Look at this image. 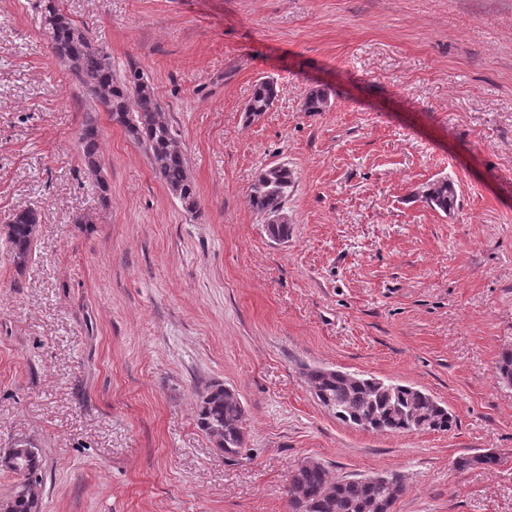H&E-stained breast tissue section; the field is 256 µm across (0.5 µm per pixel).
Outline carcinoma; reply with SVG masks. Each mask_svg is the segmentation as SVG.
Returning a JSON list of instances; mask_svg holds the SVG:
<instances>
[{"instance_id": "obj_1", "label": "carcinoma", "mask_w": 512, "mask_h": 512, "mask_svg": "<svg viewBox=\"0 0 512 512\" xmlns=\"http://www.w3.org/2000/svg\"><path fill=\"white\" fill-rule=\"evenodd\" d=\"M49 31L56 57L77 76L108 112L113 123L124 129L135 143L144 147L155 170L169 190L188 211L197 208V191L190 181L186 161L176 147L172 127L162 118L155 88L145 74L132 68L117 80L112 74V61L103 50L95 47L85 28L74 23L54 3L47 0L42 13ZM278 92L271 80L254 85L245 108L251 120L268 111ZM306 110L323 112L328 107L327 94L312 89L306 96ZM84 163L95 177L101 192H107L101 178L99 162V129L88 121L80 137ZM294 183V174L285 165L265 168L251 187L253 207L261 213H281L288 191ZM422 198L433 208L443 212L456 202L455 184L448 178H438L425 186ZM38 213L32 209L13 214L7 224V242L13 260L24 266L32 254ZM496 377L503 384L512 383V352L501 354L495 366ZM309 383L318 395L334 406L336 418L359 429L374 432H409L420 428L446 432L452 429L454 418L448 409L433 404L420 395V390L391 382L374 386L355 375L338 371L326 375L319 368L306 372ZM197 425L214 442L221 445L224 458L236 461L246 448L244 407L241 400L224 393V386L214 384L198 401ZM20 463L27 473L19 474L20 481L8 497L10 512H40L41 503L37 485L42 468L41 454L26 455ZM499 463L495 455L461 457L455 461L459 468L482 465L491 468ZM298 497L289 499L291 512H370V506L383 502L392 494H401L396 477L388 481H348L331 479L324 464L298 467L289 477L287 493Z\"/></svg>"}]
</instances>
